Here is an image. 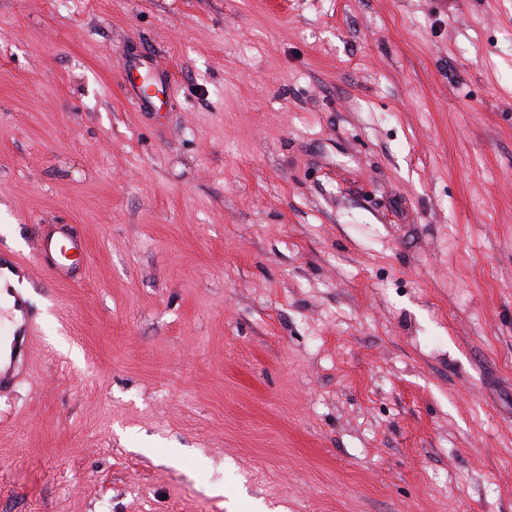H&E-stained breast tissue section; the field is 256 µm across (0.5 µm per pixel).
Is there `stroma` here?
I'll return each instance as SVG.
<instances>
[{
    "label": "stroma",
    "instance_id": "stroma-1",
    "mask_svg": "<svg viewBox=\"0 0 512 512\" xmlns=\"http://www.w3.org/2000/svg\"><path fill=\"white\" fill-rule=\"evenodd\" d=\"M4 256L0 512H512V0H0ZM46 227L37 236L34 245L35 256L38 261L46 264L53 279L69 281L86 262L88 244L83 238L70 232V225L51 224ZM59 238H64L68 243V250L73 257L70 264L61 263L55 258ZM10 343L9 364L2 369L0 366V390L4 391L10 388L15 379V370L23 368L29 363L30 359V340L34 336V330L31 318L27 321L25 329L19 327L13 330Z\"/></svg>",
    "mask_w": 512,
    "mask_h": 512
}]
</instances>
